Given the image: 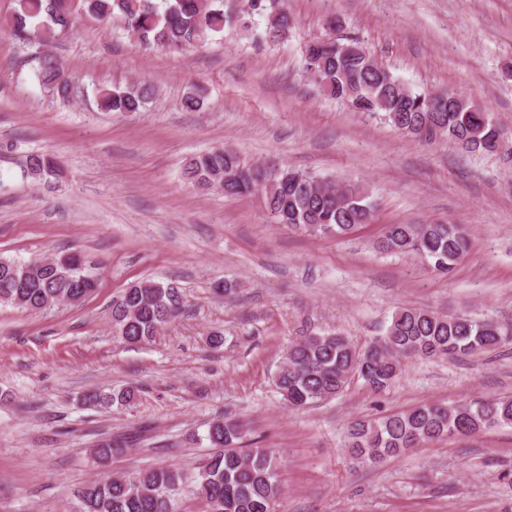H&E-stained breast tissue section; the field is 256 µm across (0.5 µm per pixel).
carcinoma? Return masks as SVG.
<instances>
[{"instance_id": "1", "label": "carcinoma", "mask_w": 512, "mask_h": 512, "mask_svg": "<svg viewBox=\"0 0 512 512\" xmlns=\"http://www.w3.org/2000/svg\"><path fill=\"white\" fill-rule=\"evenodd\" d=\"M105 21L137 37L145 46H204L224 27L250 19L266 20L265 36L280 41L293 19L286 8L268 13L267 0H13L0 24L28 41L53 43L73 26L76 16ZM304 67L324 95L345 101L357 112L380 114L400 134L448 139L468 152L495 154L501 128L491 112L454 93L414 92L406 88L358 40L327 37L309 41ZM40 79L51 94L71 98L65 69L53 56L43 58ZM153 89L132 83L103 88L97 106L103 112H138ZM28 170L37 176L57 175L55 162L32 155ZM186 181L199 190L217 189L228 197L252 195L262 186L261 202L274 223L314 235L342 236L374 221L369 189L347 180L327 181L285 167L249 164L233 150L216 147L192 156L184 166ZM381 248L414 257L440 273H448L469 250V237L459 224H390ZM96 287L92 266L82 253L67 252L50 263L0 257V305L30 311L63 300L80 302ZM186 312L180 288L145 281L129 288L112 308L115 336L142 343L164 331ZM512 344V331L465 315L403 307L392 316L385 334L359 349L338 333L304 336L289 346L274 384L293 409L333 398L356 378L374 393L391 387L406 358L446 359L473 356ZM134 390L82 395L88 406L126 405ZM512 426V399L487 397L473 402L424 404L375 420L352 424L347 452L358 463L377 466L424 443L447 436H467L485 429ZM243 422L224 417L212 422L207 439L216 451L202 459L192 476L161 467L129 479L93 482L74 494V512H179L177 501L186 489L199 498L205 512H276L283 493L278 459L268 448H238ZM123 452V445L102 440L94 454L102 461Z\"/></svg>"}]
</instances>
